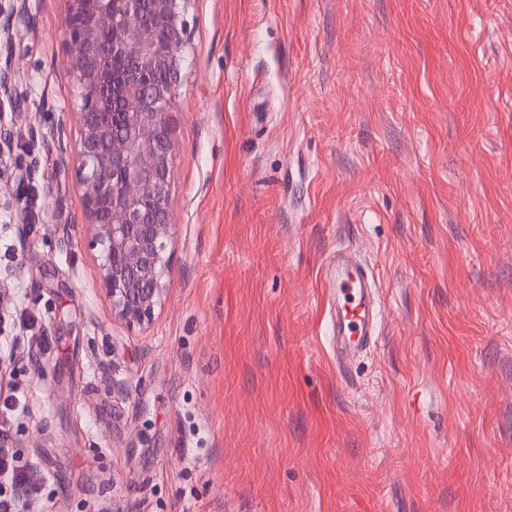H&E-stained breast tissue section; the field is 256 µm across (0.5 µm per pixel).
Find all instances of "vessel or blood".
Returning <instances> with one entry per match:
<instances>
[{"label": "vessel or blood", "instance_id": "vessel-or-blood-1", "mask_svg": "<svg viewBox=\"0 0 512 512\" xmlns=\"http://www.w3.org/2000/svg\"><path fill=\"white\" fill-rule=\"evenodd\" d=\"M325 293L330 300L329 333L338 371L375 341L379 313L374 304L375 278L351 249L337 251L327 264Z\"/></svg>", "mask_w": 512, "mask_h": 512}]
</instances>
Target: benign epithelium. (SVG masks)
<instances>
[{
  "label": "benign epithelium",
  "instance_id": "7a95c632",
  "mask_svg": "<svg viewBox=\"0 0 512 512\" xmlns=\"http://www.w3.org/2000/svg\"><path fill=\"white\" fill-rule=\"evenodd\" d=\"M66 66L76 88L77 136L64 125L33 129L73 158L87 245L94 251L112 316L131 329L153 321L174 271L171 241V104L188 52L192 0H66ZM149 23H144L143 13ZM0 35L30 22L29 0L0 5ZM164 32L158 40L153 31ZM125 67L116 71L112 58ZM165 71L166 84L151 73ZM13 57L0 65V99H17Z\"/></svg>",
  "mask_w": 512,
  "mask_h": 512
}]
</instances>
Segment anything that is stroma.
Listing matches in <instances>:
<instances>
[{"instance_id": "obj_1", "label": "stroma", "mask_w": 512, "mask_h": 512, "mask_svg": "<svg viewBox=\"0 0 512 512\" xmlns=\"http://www.w3.org/2000/svg\"><path fill=\"white\" fill-rule=\"evenodd\" d=\"M0 56V382L26 512H512V0H193L172 101L174 272L113 318L65 124L66 0ZM356 248L379 335L342 377L323 276ZM11 354V353H10ZM19 78L20 72L15 67L11 54L6 57L3 66L0 62V106L3 97L8 99L10 102H16Z\"/></svg>"}]
</instances>
